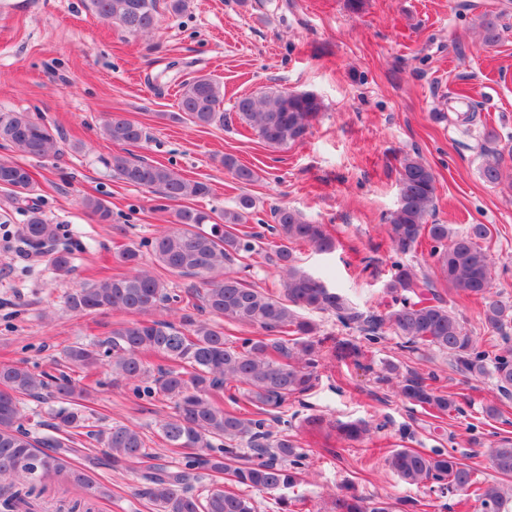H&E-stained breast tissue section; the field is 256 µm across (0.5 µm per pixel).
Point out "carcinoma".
<instances>
[{
    "mask_svg": "<svg viewBox=\"0 0 512 512\" xmlns=\"http://www.w3.org/2000/svg\"><path fill=\"white\" fill-rule=\"evenodd\" d=\"M159 0H89L92 12L134 34L155 29ZM224 88L216 79L198 76L180 84L179 109L183 118L207 127L224 121L221 104ZM321 99L309 92L268 88L237 99L236 115L268 147L283 149L303 140L321 112ZM102 134L119 145H135L145 139L144 128L116 113L105 122ZM0 140L38 159L59 154L57 139L42 122L25 112L0 111ZM481 175L490 184L512 185V148L482 151ZM224 170L239 184L250 185L258 172L234 156L222 159ZM105 165L119 180L160 194L170 202L202 197L207 184L189 179L163 164L134 162L114 154ZM0 188L17 201H27L34 191L30 171L13 161L0 160ZM436 176L419 156L400 160L397 207L387 219V233L395 251L406 253L421 238L432 243L442 280L456 295L483 301L487 328L499 333L512 320V306L493 291V259L479 241L487 235L483 224L458 231L450 224H431L435 210ZM84 209L100 224L112 223V209L102 198L89 196ZM255 208L248 194L218 214L183 206L175 212L179 228L150 242L157 262L170 272L198 277L204 288L201 309L229 323L254 328L250 336L233 341L224 327L210 320L186 315L175 324L166 320L131 321L112 329L103 342L76 343L64 349L68 362L87 372L108 359L112 372L138 383V393L174 403V414L160 421L157 434L172 448L191 454L177 465L152 464L145 435L135 426L115 424L96 431L88 429L83 389L67 374L36 372L17 364L0 365V496L7 505L24 503L36 492L41 479L67 471L76 485L107 496L110 490L91 481L87 470L106 460L111 467L142 466L140 494L156 506V512H256L252 499L221 485H204L211 474H223L236 486L267 492L293 489L302 483L298 471L301 454L297 441L285 431L274 432L282 422L281 408L290 399L306 395L316 381L321 342L317 325L302 312H331L344 326L375 340L387 333L403 339L406 348L436 349L448 354L455 368L469 376H494L499 392L512 394V346L483 349L465 331L457 314L440 298L421 299L420 289L436 287L430 276L410 265L394 262L386 283L393 305L385 312H364L340 291L304 269L292 245L306 243L315 251L329 253L335 240L323 224L311 223L298 209L281 205L272 210L276 237L273 261L282 279L276 296L252 288L224 272V265L256 251V235L238 229ZM22 237L35 245L56 242L60 226L50 224L37 203L26 205ZM139 246L133 244L119 255L130 267L126 273L103 278L88 288L66 296L75 312L119 310L147 315L160 305L184 301L168 291L164 281L139 268ZM49 263L56 278L66 280L75 272L73 254L64 249L51 253ZM418 296L414 300L411 295ZM167 362L149 377L145 356ZM381 380H398V394L409 404L434 415L459 410L456 401L439 394L418 375H403L392 362L385 364ZM150 380L142 387L140 383ZM61 407L45 431L34 434L25 428L23 399L43 396ZM342 438L358 441L370 433L363 420L338 424ZM86 435L103 448L102 456H88L81 466L67 458L76 452L73 436ZM247 444L252 457L238 453ZM492 467L512 477V440L503 438L487 449ZM389 468L409 485H436L442 494H464L475 484L474 470L445 453L433 455L414 448H396L386 457ZM480 512H509L512 484L488 485L476 494ZM327 512H393L389 503H367L352 494H339Z\"/></svg>",
    "mask_w": 512,
    "mask_h": 512,
    "instance_id": "cac0c4a2",
    "label": "carcinoma"
}]
</instances>
